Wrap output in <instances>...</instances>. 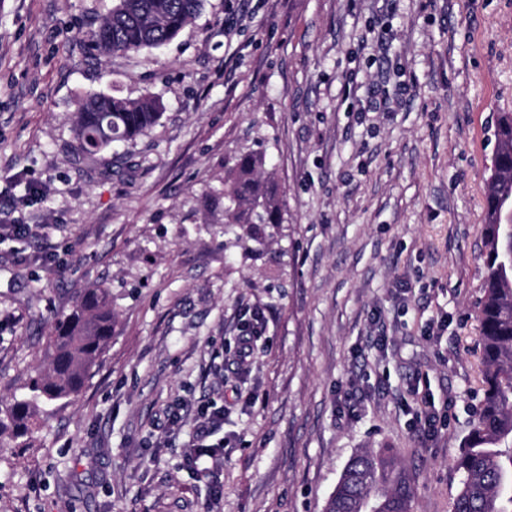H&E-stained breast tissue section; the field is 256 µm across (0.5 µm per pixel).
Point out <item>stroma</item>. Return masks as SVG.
Here are the masks:
<instances>
[{"label": "stroma", "mask_w": 512, "mask_h": 512, "mask_svg": "<svg viewBox=\"0 0 512 512\" xmlns=\"http://www.w3.org/2000/svg\"><path fill=\"white\" fill-rule=\"evenodd\" d=\"M111 7L0 0V224L35 232L0 236V401L42 368L55 314L91 284L112 292L79 395L0 443V512H324L350 458L378 448L396 449L411 512H450L481 388L512 0H205L161 49L85 56ZM112 90L163 114L81 164L73 115ZM255 146L288 209L279 258L225 244L224 160ZM425 400L447 414L432 434ZM178 403L223 410L219 471L184 464L191 417L156 440ZM249 319L241 328L237 338V365L240 370H245L253 360L255 342L261 335L264 326V313L258 309L248 311Z\"/></svg>", "instance_id": "1"}]
</instances>
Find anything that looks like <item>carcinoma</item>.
<instances>
[{
  "label": "carcinoma",
  "instance_id": "carcinoma-1",
  "mask_svg": "<svg viewBox=\"0 0 512 512\" xmlns=\"http://www.w3.org/2000/svg\"><path fill=\"white\" fill-rule=\"evenodd\" d=\"M204 0H113L98 26L83 35L90 53L128 54L159 48L189 25ZM155 97L112 92L89 94L73 119V152L95 162L117 142H134L159 121ZM498 146L485 203V295L479 304L478 348L482 398L455 470L461 480L452 512H512V271L501 266L512 252V112L498 114ZM266 154L248 148L225 164L224 231L240 230L234 245L270 241L284 223L279 184L265 173ZM112 338V297L97 285L85 290L67 313L57 315L46 341V370L27 385L28 395L0 410V436L26 435L39 411L78 395ZM414 488L392 448L363 450L345 466L325 512H410Z\"/></svg>",
  "mask_w": 512,
  "mask_h": 512
}]
</instances>
